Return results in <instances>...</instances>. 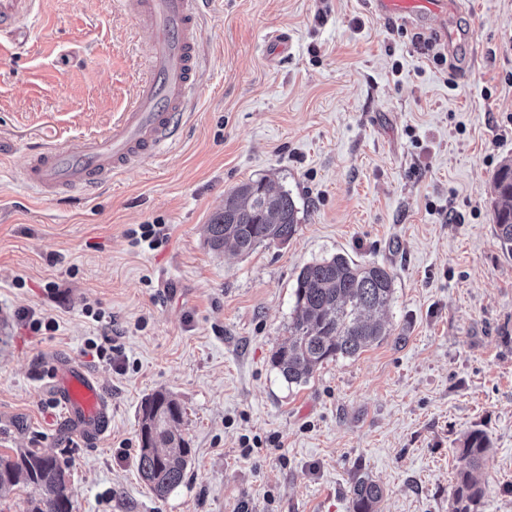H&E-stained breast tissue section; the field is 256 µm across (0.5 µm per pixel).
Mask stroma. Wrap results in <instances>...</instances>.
<instances>
[{
	"mask_svg": "<svg viewBox=\"0 0 512 512\" xmlns=\"http://www.w3.org/2000/svg\"><path fill=\"white\" fill-rule=\"evenodd\" d=\"M455 22L451 69L435 61L439 22L424 40L368 0H210L178 139L60 200L19 180L29 147L107 133L148 48L117 0H43L26 43L0 49V456L55 457L72 512H350L358 472L383 487L379 512H449L481 429L479 512H512V257L492 220V178L512 160V0H463ZM277 33L288 52L272 57ZM260 178L291 193L296 234L213 251L207 224ZM143 224L163 225L162 244L136 241ZM338 253L393 272L390 334L287 384L271 358L296 277ZM19 310L59 328L33 332ZM109 337L125 371L84 352ZM60 357L105 388L97 442L52 402ZM158 391L183 406L192 448L163 497L136 467Z\"/></svg>",
	"mask_w": 512,
	"mask_h": 512,
	"instance_id": "obj_1",
	"label": "stroma"
}]
</instances>
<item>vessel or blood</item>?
Listing matches in <instances>:
<instances>
[{"label":"vessel or blood","mask_w":512,"mask_h":512,"mask_svg":"<svg viewBox=\"0 0 512 512\" xmlns=\"http://www.w3.org/2000/svg\"><path fill=\"white\" fill-rule=\"evenodd\" d=\"M204 0H119L140 40L152 54L135 99L102 137L66 141L34 150L23 176L45 197L97 188L132 166L156 158L190 111L200 66ZM375 15L405 18L428 26L436 14L454 12V0H372ZM41 0H0V46L26 40ZM50 385L62 417L94 441L112 421V407L97 376L66 358L51 371Z\"/></svg>","instance_id":"1"}]
</instances>
